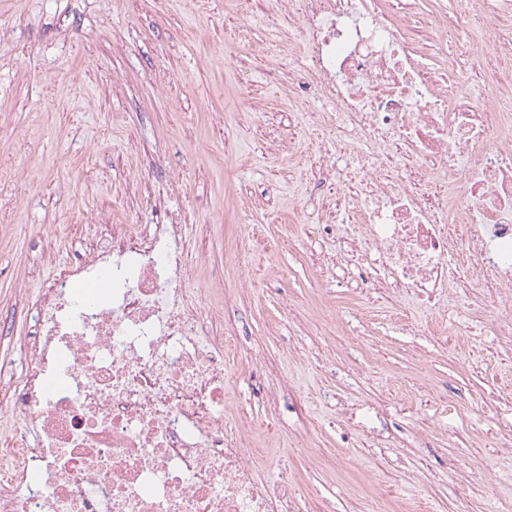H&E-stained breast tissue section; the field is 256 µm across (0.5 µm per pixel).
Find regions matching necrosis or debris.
<instances>
[{
    "instance_id": "4bbe7bcc",
    "label": "necrosis or debris",
    "mask_w": 512,
    "mask_h": 512,
    "mask_svg": "<svg viewBox=\"0 0 512 512\" xmlns=\"http://www.w3.org/2000/svg\"><path fill=\"white\" fill-rule=\"evenodd\" d=\"M301 21L298 89L326 131L332 224H350L359 278L396 302L467 301L468 335L512 285V61L474 47L456 15L434 26L487 74L484 101L449 97L454 68L430 66L394 0H278ZM107 296L83 295L102 271ZM183 226L114 224L38 288L25 375L0 391L21 425L0 448V512H310L286 463L262 478L247 420L224 413L231 361L264 363L211 335L192 289Z\"/></svg>"
}]
</instances>
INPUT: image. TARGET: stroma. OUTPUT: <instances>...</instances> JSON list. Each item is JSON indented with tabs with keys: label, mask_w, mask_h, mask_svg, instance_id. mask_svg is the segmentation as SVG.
<instances>
[{
	"label": "stroma",
	"mask_w": 512,
	"mask_h": 512,
	"mask_svg": "<svg viewBox=\"0 0 512 512\" xmlns=\"http://www.w3.org/2000/svg\"><path fill=\"white\" fill-rule=\"evenodd\" d=\"M478 0H414L412 33L427 42L442 12ZM0 375L20 377L18 345L34 321L27 297L75 263L105 224L184 226L191 287L203 311L220 306L215 335L264 341L266 379L294 385L284 420L266 421L264 396L240 363L224 384L228 414L255 423L256 447L288 455L302 489L332 512H360L351 486L373 479L398 496L475 512H512V449L488 432L512 427V314L499 289L471 337L434 329L453 306L353 297L330 258L348 226L319 220L334 203L314 176L322 135L291 57L296 17L276 0H0ZM161 204L145 214L147 198ZM253 202L258 244L245 267L227 263L237 206ZM273 248H264V240ZM473 401L465 417L439 394ZM386 412L389 426L377 415Z\"/></svg>",
	"instance_id": "stroma-1"
}]
</instances>
